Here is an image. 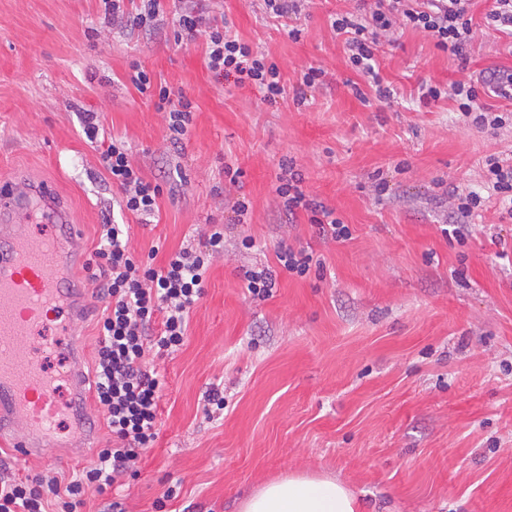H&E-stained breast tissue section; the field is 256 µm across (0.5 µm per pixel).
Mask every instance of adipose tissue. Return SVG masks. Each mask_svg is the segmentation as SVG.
<instances>
[{
  "label": "adipose tissue",
  "mask_w": 512,
  "mask_h": 512,
  "mask_svg": "<svg viewBox=\"0 0 512 512\" xmlns=\"http://www.w3.org/2000/svg\"><path fill=\"white\" fill-rule=\"evenodd\" d=\"M353 493L335 477L294 473L262 485L240 512H358Z\"/></svg>",
  "instance_id": "1"
}]
</instances>
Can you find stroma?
Returning a JSON list of instances; mask_svg holds the SVG:
<instances>
[{"mask_svg":"<svg viewBox=\"0 0 512 512\" xmlns=\"http://www.w3.org/2000/svg\"><path fill=\"white\" fill-rule=\"evenodd\" d=\"M193 4L268 54L286 85L310 66L326 85L299 107L216 77L201 40H174L176 13ZM161 8L153 29L132 33L103 0H0V182L53 186L90 250L108 220L129 225L139 254L158 246L161 261L224 227L184 346L147 356L165 376L160 432L112 498L126 512H159L161 498V512H239L266 482L306 472L336 476L362 512H512V219L490 203L465 242L442 233L449 191H482L483 157L512 158V125L483 132L464 127L448 97L419 102L422 87L512 68V41L476 29L462 70L423 33L400 31L379 54L397 95L366 106L330 25L355 0H307L297 41L263 0ZM135 60L192 99L181 150L130 82ZM84 112L101 113L146 178L171 184L150 223L121 209ZM285 156L348 240L281 212ZM228 162L241 183L225 178ZM240 196L251 202L242 224L231 210ZM282 247L312 252L320 268L252 297L244 272L277 266ZM213 387L224 392L214 417Z\"/></svg>","mask_w":512,"mask_h":512,"instance_id":"35a3bbf8","label":"stroma"}]
</instances>
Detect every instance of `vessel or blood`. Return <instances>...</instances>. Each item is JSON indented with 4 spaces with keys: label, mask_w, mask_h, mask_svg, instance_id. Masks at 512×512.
I'll return each mask as SVG.
<instances>
[{
    "label": "vessel or blood",
    "mask_w": 512,
    "mask_h": 512,
    "mask_svg": "<svg viewBox=\"0 0 512 512\" xmlns=\"http://www.w3.org/2000/svg\"><path fill=\"white\" fill-rule=\"evenodd\" d=\"M34 198L64 235L16 232L15 221ZM85 262L79 227L51 188L0 184V448L22 459L83 458L96 445V432L67 439L56 430L61 415L86 411L91 402L82 347L74 343L69 349L71 366L63 377L71 398L63 406L56 400L55 377L41 364L52 349L36 341L49 322L66 335L81 317L87 296L68 287L67 272Z\"/></svg>",
    "instance_id": "vessel-or-blood-1"
}]
</instances>
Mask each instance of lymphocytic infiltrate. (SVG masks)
Listing matches in <instances>:
<instances>
[{
  "instance_id": "f902f5d3",
  "label": "lymphocytic infiltrate",
  "mask_w": 512,
  "mask_h": 512,
  "mask_svg": "<svg viewBox=\"0 0 512 512\" xmlns=\"http://www.w3.org/2000/svg\"><path fill=\"white\" fill-rule=\"evenodd\" d=\"M473 0H361L357 12L340 13L331 25L345 37L348 59L364 84H351L362 103L387 101L390 86L379 76L378 52L384 40L397 30L411 28L430 37L435 47L454 57L460 68L470 63L474 37ZM176 40L205 37V62L215 75L233 79L236 85L257 87L268 103L292 95L304 105L309 91L326 83V73L308 67L293 88H286L278 64L243 42L225 26H210L201 11L188 8L175 22ZM129 79L138 92L153 98L167 120V138L179 145L192 124V102L184 93L154 86L140 64L130 66ZM512 101V69H494L478 81H455L449 96L454 99L467 126L496 130L512 121V111L481 99L483 89ZM101 164L113 187L122 194L120 206L135 216L151 217L159 211L163 194L160 182L146 179L135 166L124 141L111 139L100 155ZM485 182L502 214L512 217V161L495 154L485 156ZM282 174L276 193L288 216L307 212L319 235L345 240L351 235L335 209L326 206L302 188L304 176L293 159L280 163ZM224 250V227L213 225L201 248L183 247L170 253L164 265H156L157 248L139 257L124 224H104L88 266L90 278L103 303L96 321L97 339L93 362L92 390L102 406L112 445L98 448L94 459L70 480L37 476L28 480L0 477V512H82L89 494L103 495L128 472L140 452L150 448L158 436V409L163 385L159 371L147 364L145 353L177 352L185 342L190 314L204 294L205 274L214 255ZM278 268L266 267L244 273L248 291L257 297L270 296L279 270L305 276L313 257L290 248L277 253Z\"/></svg>"
}]
</instances>
